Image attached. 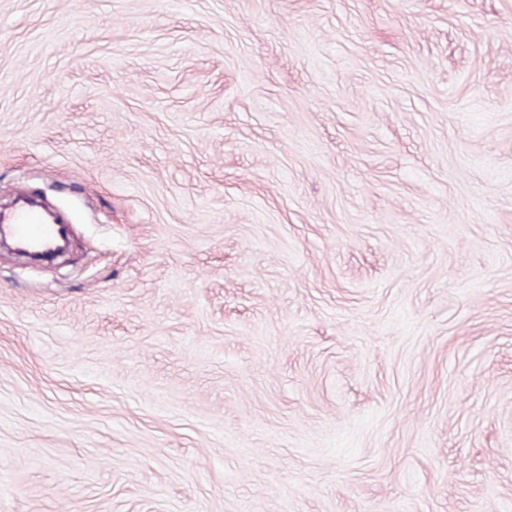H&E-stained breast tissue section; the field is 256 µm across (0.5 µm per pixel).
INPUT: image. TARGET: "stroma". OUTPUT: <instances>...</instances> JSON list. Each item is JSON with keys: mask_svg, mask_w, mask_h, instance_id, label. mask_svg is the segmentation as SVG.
I'll use <instances>...</instances> for the list:
<instances>
[{"mask_svg": "<svg viewBox=\"0 0 512 512\" xmlns=\"http://www.w3.org/2000/svg\"><path fill=\"white\" fill-rule=\"evenodd\" d=\"M0 512H512V0H0ZM14 221L11 231L23 243L43 249L52 247L56 243L55 224H46L36 212L20 209L15 214Z\"/></svg>", "mask_w": 512, "mask_h": 512, "instance_id": "1", "label": "stroma"}]
</instances>
